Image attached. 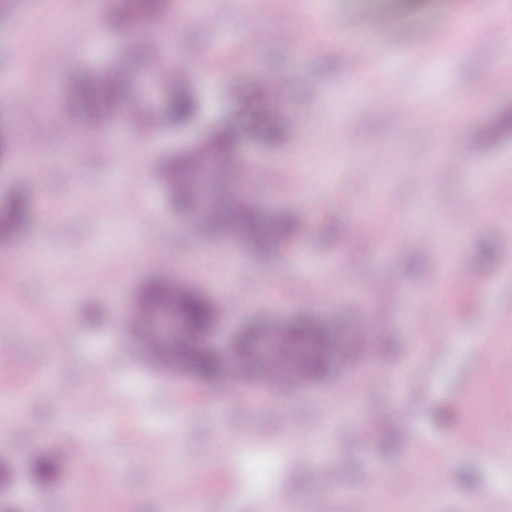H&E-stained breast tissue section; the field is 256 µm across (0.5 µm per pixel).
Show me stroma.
I'll list each match as a JSON object with an SVG mask.
<instances>
[{
	"instance_id": "obj_1",
	"label": "stroma",
	"mask_w": 512,
	"mask_h": 512,
	"mask_svg": "<svg viewBox=\"0 0 512 512\" xmlns=\"http://www.w3.org/2000/svg\"><path fill=\"white\" fill-rule=\"evenodd\" d=\"M185 2L135 30L177 37L178 60L210 57L212 76L191 82L197 122L90 132L66 77L122 62L113 0H0L11 86L0 120L13 139L0 196L23 189L31 201L28 232L0 241V367L12 372L0 380L12 450L0 504L37 512L34 466L66 448L87 462L58 476L77 493L57 495L54 512H276L283 501L296 512H474L490 499L512 512V495L495 494L512 479V322L493 320L512 310V132L489 134L512 110V0H206L197 15ZM469 12L484 21L473 49L457 45ZM62 33L72 39L60 53ZM492 70L501 93L466 110L463 94ZM258 72L278 89L256 100L282 127L275 142L252 133L255 110L236 94ZM34 91L49 110H18ZM218 118L242 127V159L264 174L252 201L309 226L282 255L221 248L169 207L164 158ZM148 203L157 223L139 219ZM388 207L429 221L379 223ZM466 211L475 223L449 224ZM173 270L217 303L226 282L257 285L225 311V334L257 316L309 317L363 348L279 397L260 380L233 400L165 376L140 358L123 315ZM153 437L163 450L148 462ZM442 453L449 483L420 495L404 468L431 469ZM327 465L340 487L322 480Z\"/></svg>"
}]
</instances>
